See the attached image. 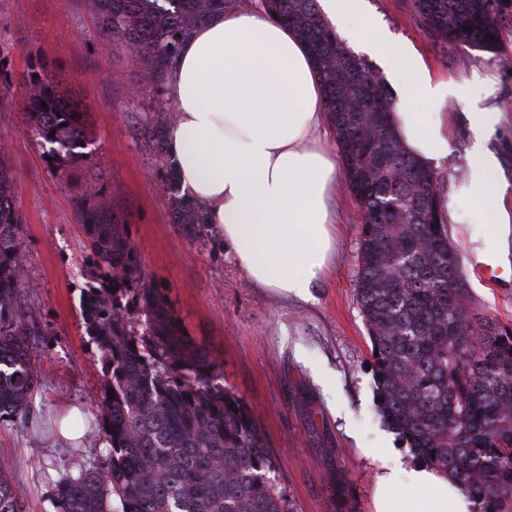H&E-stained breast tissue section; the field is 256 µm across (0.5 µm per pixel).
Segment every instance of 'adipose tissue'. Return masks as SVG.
Listing matches in <instances>:
<instances>
[{
	"instance_id": "1",
	"label": "adipose tissue",
	"mask_w": 512,
	"mask_h": 512,
	"mask_svg": "<svg viewBox=\"0 0 512 512\" xmlns=\"http://www.w3.org/2000/svg\"><path fill=\"white\" fill-rule=\"evenodd\" d=\"M357 0H319L326 18L352 41L391 60L404 94L393 115L400 140L431 166L447 160L451 131L445 107L464 100L473 143L469 160L482 179L473 189L485 224L512 222L499 189L497 160L486 145L502 109L470 80L435 76L417 53L384 41ZM177 119L167 135L181 187L207 211L256 283L305 296L327 269L336 243L341 175L326 144L322 85L293 29L264 6L228 9L184 42L168 80ZM426 101L429 113L418 110ZM377 512H472L471 499L440 471L404 470L382 461Z\"/></svg>"
}]
</instances>
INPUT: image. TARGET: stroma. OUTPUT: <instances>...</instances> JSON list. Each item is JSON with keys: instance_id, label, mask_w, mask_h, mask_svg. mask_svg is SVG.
<instances>
[{"instance_id": "stroma-1", "label": "stroma", "mask_w": 512, "mask_h": 512, "mask_svg": "<svg viewBox=\"0 0 512 512\" xmlns=\"http://www.w3.org/2000/svg\"><path fill=\"white\" fill-rule=\"evenodd\" d=\"M397 45L421 55L442 78L477 77L507 105L488 142L499 184L512 208V27L493 53L431 38L404 0H360ZM88 0H0V67L13 80L0 109V139L10 146L25 218L26 287L19 304L44 377L25 419L0 421V458L13 464L25 512H52L49 490L60 474L102 464L106 457L100 352L87 336L80 295L91 265L76 204L89 187L120 212L147 284L167 299L174 317L217 364L224 386L253 414L276 460L296 512H332L334 477L344 471L353 512H376L378 463L384 448L404 468L416 461L376 413L369 341L356 297L361 212L351 191L336 203L339 239L330 271L303 300L256 285L208 224L170 221L171 155L146 146L142 125L168 88L148 84L129 53L99 38ZM48 76L88 114L86 154L59 173L21 117L20 84ZM452 153L437 171L448 201V232L463 267L470 308L512 328V223L482 224L474 215L468 163L469 109L449 100ZM493 262L496 279L474 262ZM75 405L90 423L77 445L56 443L51 424Z\"/></svg>"}]
</instances>
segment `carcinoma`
Listing matches in <instances>:
<instances>
[{"mask_svg":"<svg viewBox=\"0 0 512 512\" xmlns=\"http://www.w3.org/2000/svg\"><path fill=\"white\" fill-rule=\"evenodd\" d=\"M228 2L89 0V6L97 34L133 53L145 80L162 87L185 37ZM265 2L313 58L361 211L356 295L371 348L378 349L377 413L420 464L457 483L474 512H512V329L467 304L459 255L437 206L442 181L407 152L391 120L397 111L392 90L344 45L317 0ZM405 5L433 38L485 51L498 49L504 24H512V0ZM23 101V121L65 173L64 161L83 155V112L32 74L23 83ZM172 123L166 106L145 121L148 142L160 153ZM168 181L171 223H208L204 210L180 195L172 166ZM89 197L78 211L92 259L81 317L108 376L102 396L108 448L101 467L55 480L54 512H294L252 414L219 384L217 365L146 284L127 225L108 198L99 189ZM23 228L9 147L1 143L2 421L26 416L41 385L18 306ZM349 495L338 470L333 512H351ZM0 512H24L6 458L0 460Z\"/></svg>","mask_w":512,"mask_h":512,"instance_id":"carcinoma-1","label":"carcinoma"}]
</instances>
